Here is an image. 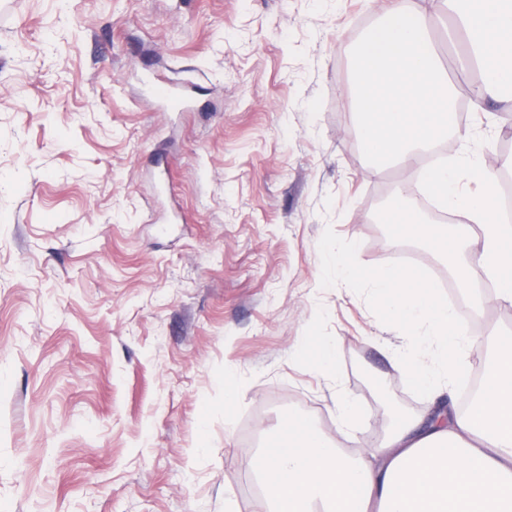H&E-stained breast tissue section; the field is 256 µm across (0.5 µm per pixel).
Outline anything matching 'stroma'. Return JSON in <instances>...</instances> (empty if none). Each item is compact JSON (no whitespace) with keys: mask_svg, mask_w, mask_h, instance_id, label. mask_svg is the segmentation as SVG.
<instances>
[{"mask_svg":"<svg viewBox=\"0 0 512 512\" xmlns=\"http://www.w3.org/2000/svg\"><path fill=\"white\" fill-rule=\"evenodd\" d=\"M389 2L0 0V512H261L252 461L288 414L359 452L389 408H428L374 291L332 262L436 267L378 220L393 191L423 203L418 166L359 142L352 56ZM453 26L433 38L461 92ZM153 77L190 109L162 111ZM459 125L439 157L500 173L512 110ZM444 293L471 335L512 330V302Z\"/></svg>","mask_w":512,"mask_h":512,"instance_id":"35a3bbf8","label":"stroma"}]
</instances>
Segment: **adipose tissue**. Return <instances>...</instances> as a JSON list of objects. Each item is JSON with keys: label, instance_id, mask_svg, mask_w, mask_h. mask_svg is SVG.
I'll list each match as a JSON object with an SVG mask.
<instances>
[{"label": "adipose tissue", "instance_id": "adipose-tissue-1", "mask_svg": "<svg viewBox=\"0 0 512 512\" xmlns=\"http://www.w3.org/2000/svg\"><path fill=\"white\" fill-rule=\"evenodd\" d=\"M439 2L460 9L465 50L459 63L482 74L475 98L512 102V0ZM438 20V11L392 0L356 51L361 141L378 163L417 164L426 148L458 128L456 91L432 38ZM470 165L464 156L424 172L427 192L465 223L428 224L400 190L381 216H406L404 235L448 261L472 225H480L481 250L462 271L463 284L492 283L495 299L511 302L512 224L493 213L492 175L481 174V193L460 192L459 172ZM370 286L407 342L395 360L416 392L428 398L453 382L459 356L473 341L464 313L443 299L439 282L399 266L372 276ZM486 344L485 384L468 410L451 404L432 421L401 417L381 448L345 454L307 417L289 415L282 442L262 449L255 466L266 512H512V336L493 334Z\"/></svg>", "mask_w": 512, "mask_h": 512}]
</instances>
